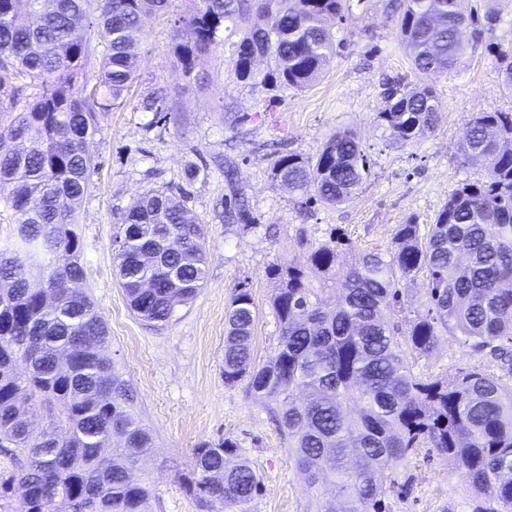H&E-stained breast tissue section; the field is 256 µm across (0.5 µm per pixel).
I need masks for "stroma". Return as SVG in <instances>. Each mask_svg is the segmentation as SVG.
<instances>
[{
  "instance_id": "stroma-1",
  "label": "stroma",
  "mask_w": 512,
  "mask_h": 512,
  "mask_svg": "<svg viewBox=\"0 0 512 512\" xmlns=\"http://www.w3.org/2000/svg\"><path fill=\"white\" fill-rule=\"evenodd\" d=\"M389 0H349L344 20H331L336 50L320 78L302 91L279 92L251 85L234 72L233 33L257 23L256 15L236 19L221 31V44L185 70L175 53L183 0L149 19L136 52L139 76L124 108L99 115L92 147L97 170L79 208L84 285L109 330L107 352L123 368L136 395L138 412L155 446L142 469L151 491L142 512H218L196 500L179 475L191 451L203 441L229 439L238 459L255 469L261 492L247 512H316L330 488L310 489L288 457L283 437L261 400L244 384L224 383V313L235 288L248 289L257 305L255 363L272 358L278 326L270 307L277 288L267 274L274 262L305 263L312 247L328 241L334 228L350 239L339 255L354 263L369 247L387 248L396 225L433 223L458 185L482 179L481 167L463 164L458 147L472 116L512 112L502 93L497 47L512 46V0H464V11L483 19L493 12L492 29L471 40L452 73L413 74L410 53L398 37ZM433 86L443 112L434 132L411 144L394 145L377 115L387 102L383 85L395 79ZM163 90L165 120L142 111L140 102ZM357 132L371 159V177L347 203L304 204L301 196L273 178L282 155H316L337 130ZM235 170L249 222L224 221L229 189L225 165ZM150 189L169 191L203 224L208 240L207 278L195 300L167 326L156 328L129 307L113 264V238L127 207ZM449 336H441L414 372L455 377L482 367ZM391 512H467L456 464L430 455L401 462L388 472Z\"/></svg>"
}]
</instances>
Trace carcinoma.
Returning <instances> with one entry per match:
<instances>
[{
	"label": "carcinoma",
	"instance_id": "cac0c4a2",
	"mask_svg": "<svg viewBox=\"0 0 512 512\" xmlns=\"http://www.w3.org/2000/svg\"><path fill=\"white\" fill-rule=\"evenodd\" d=\"M463 0H390L398 38L416 73L448 72L473 32ZM272 16L237 42L235 72L255 80L242 47L271 57L262 82L301 91L321 74L347 0H185L180 22L194 40L178 43L186 69L210 48L224 22L250 11ZM168 0H0V207L14 221L0 242V449L18 464L0 477V498L19 495L27 512H141L149 487L141 473L154 447L124 372L106 353L109 331L97 314L80 262L77 209L97 163L92 144L101 112L124 107L138 79L135 45L147 18ZM97 28V42L87 38ZM93 81L77 86L93 54ZM500 84L512 95V50L497 46ZM37 92L20 100L18 81ZM378 113L392 143L406 146L433 129L442 101L429 86L387 83ZM462 162L487 168L482 181L454 189L430 225L395 228L390 247L339 264L340 229L309 251L306 263H273L271 307L277 354L257 365V308L236 288L225 309L224 384L246 382L262 398L308 486H333L319 512H387V470L421 454L453 460L470 512H512V112H479L459 148ZM371 175L358 137L338 130L312 158L289 153L273 177L305 203L351 200ZM233 192L224 221H243ZM114 254L131 310L168 325L207 276L202 225L165 190L126 210ZM424 278L428 314L408 329L385 313L403 308V287ZM460 337L496 370L473 368L452 380L413 372L439 336ZM75 361L71 373L58 360ZM49 419L41 428L22 402ZM106 444L109 452L99 451ZM233 442L200 443L186 492L228 512L260 492Z\"/></svg>",
	"mask_w": 512,
	"mask_h": 512
}]
</instances>
